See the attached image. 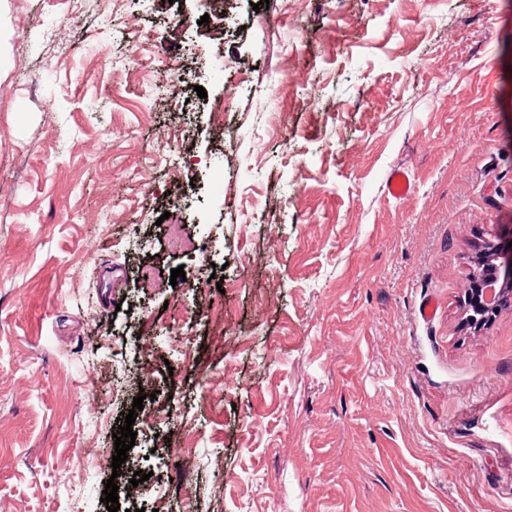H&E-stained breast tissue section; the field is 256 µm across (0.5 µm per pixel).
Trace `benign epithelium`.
Returning a JSON list of instances; mask_svg holds the SVG:
<instances>
[{
  "mask_svg": "<svg viewBox=\"0 0 512 512\" xmlns=\"http://www.w3.org/2000/svg\"><path fill=\"white\" fill-rule=\"evenodd\" d=\"M497 258H505L496 264L495 272L483 279H476L474 288L468 292V321L465 326L480 329L491 321L501 307L512 304V247L497 242L492 245Z\"/></svg>",
  "mask_w": 512,
  "mask_h": 512,
  "instance_id": "obj_1",
  "label": "benign epithelium"
}]
</instances>
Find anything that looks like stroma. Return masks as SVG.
<instances>
[{
  "instance_id": "1",
  "label": "stroma",
  "mask_w": 512,
  "mask_h": 512,
  "mask_svg": "<svg viewBox=\"0 0 512 512\" xmlns=\"http://www.w3.org/2000/svg\"><path fill=\"white\" fill-rule=\"evenodd\" d=\"M250 2L0 0V512H107L136 378L122 512H512V0ZM387 192L393 198H401L408 195L414 189L410 175L406 169L393 170L386 179ZM491 244L492 249L496 252L498 259L505 258L502 255L509 254L505 261L497 263L495 272L483 279L475 276V285L471 291H468V322L465 318L464 325L470 326L477 331L484 326L485 323L491 321L492 316L497 313L504 305L512 304V247L506 249L505 244L500 242L486 243L485 246ZM488 283L498 285L497 292L489 296V289L486 288ZM486 325V324H485Z\"/></svg>"
}]
</instances>
